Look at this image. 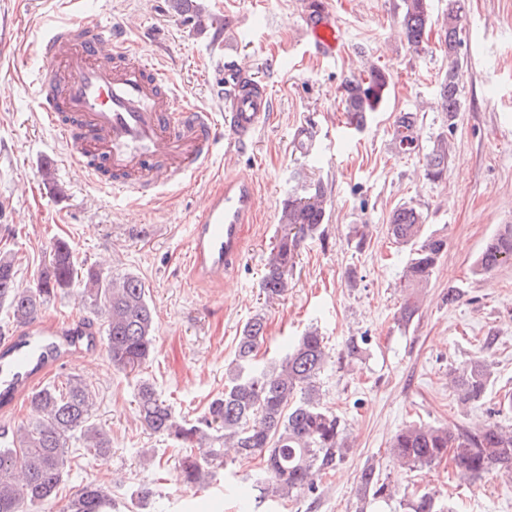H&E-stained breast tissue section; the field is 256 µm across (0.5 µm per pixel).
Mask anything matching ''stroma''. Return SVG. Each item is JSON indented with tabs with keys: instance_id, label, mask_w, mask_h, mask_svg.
<instances>
[{
	"instance_id": "obj_1",
	"label": "stroma",
	"mask_w": 512,
	"mask_h": 512,
	"mask_svg": "<svg viewBox=\"0 0 512 512\" xmlns=\"http://www.w3.org/2000/svg\"><path fill=\"white\" fill-rule=\"evenodd\" d=\"M328 2L340 34L330 58L302 37L306 0H194L205 18L200 29L169 0H0V82L11 88L0 97V253L14 255L20 287L31 288L51 243L64 239L76 265L100 263L114 276L139 277L155 318V352L145 366L118 369L102 351L52 374L55 382L84 381L95 396L92 420L109 432L112 449L96 460L70 439V471L58 499L31 512H61L91 482L111 492L116 512H243L255 496L246 476L261 459L219 473L205 489L187 486L182 449L141 425L135 397L146 381L178 418L201 417L224 389L244 324L258 313L267 320L259 362L282 356L308 327L324 336L329 361L317 384L350 444L334 471L315 478L313 491L281 500L277 512H410L415 494L426 491L450 512H512V480L499 472L475 481L444 462L409 470L388 454L394 432L409 424L512 425V410L500 406L512 395V265L472 272L486 242L512 225V0H468L463 109L453 120L439 101L448 71L439 29L417 52L399 25L402 0ZM72 19L102 26L124 20L131 39L180 89L217 113L224 102L213 88L225 57L246 61L272 95L268 123L244 151H217L206 176L156 202L112 198L64 161L33 98L46 74L34 48ZM372 63L389 87L358 131L343 110L342 85ZM402 112L416 113L420 146L447 137L442 180L425 178L422 155L396 153L392 132ZM303 128L314 135L308 154L296 144ZM228 176L257 188L243 259L223 282L197 281L186 268L190 225L203 197ZM300 178L323 183L329 218L323 236L303 244L287 292L269 302L261 278L282 203ZM405 203L424 212L428 230L447 236L448 251L419 319L402 328L396 318L408 251L393 244L386 225ZM360 224L370 227L361 251L353 236ZM452 288L460 295L454 304ZM360 337L368 340L365 352L346 364V342ZM481 355L492 364L491 382L482 401L463 402L448 377ZM368 465L388 478L392 498L359 501L358 476ZM144 488L152 491L146 500Z\"/></svg>"
}]
</instances>
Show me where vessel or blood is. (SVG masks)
<instances>
[{"instance_id":"1","label":"vessel or blood","mask_w":512,"mask_h":512,"mask_svg":"<svg viewBox=\"0 0 512 512\" xmlns=\"http://www.w3.org/2000/svg\"><path fill=\"white\" fill-rule=\"evenodd\" d=\"M305 32L334 55L338 32L326 6L307 11ZM47 75L34 90L45 124L68 161L111 196L141 202L163 188L196 179L219 144L239 151L264 124L271 97L249 66L230 61L220 79L224 114L193 104L147 52L132 46L123 22L103 27L75 21L39 43ZM254 185L228 176L206 194L190 233L194 277L223 281L240 261ZM86 318L32 319L0 342V392L18 397L67 360L94 352Z\"/></svg>"}]
</instances>
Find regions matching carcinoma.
<instances>
[{
	"mask_svg": "<svg viewBox=\"0 0 512 512\" xmlns=\"http://www.w3.org/2000/svg\"><path fill=\"white\" fill-rule=\"evenodd\" d=\"M466 18V0H448V11L440 24V40L448 57V75L441 83V107L453 128L461 109L460 48ZM430 0H402L400 24L407 41L419 50L431 29ZM389 81L376 66L366 76L354 77L343 87L344 111L355 129L366 124L378 110ZM414 112L399 114L394 143L401 151L414 148ZM425 175L432 181L448 170V139L437 138L424 154ZM329 199L319 182H297L282 203L279 223L283 229L265 265L262 290L270 300L288 288V275L296 264L302 243L321 235L328 218ZM426 216L415 206L395 208L387 224L394 243L410 247V258L402 278L408 293L398 310L397 322L406 327L418 316L420 292L428 287L434 269L448 250V238L426 233ZM512 264V225L492 237L475 261V273L488 274ZM81 297L104 317L106 349L112 365L134 369L154 353V312L141 280L132 274L117 279L90 265L77 269L70 244L54 241L49 267L33 288H22L15 257L0 254V307L12 320L35 317L50 301L73 286ZM266 331V320L256 314L243 326L224 392L214 397L194 423L180 422L152 384L144 382L136 396V413L143 426L155 434L198 450L182 458L184 481L203 488L217 470L256 457L265 465L248 474L258 499H284L313 488L319 472H329L344 458L347 448L345 425L324 406L317 379L328 360L324 338L315 330L300 336L286 355L263 367L255 357ZM492 377V364L483 357L453 375L459 398L481 400ZM30 406L40 418L12 430L9 445L0 446V512H25V507L57 499L64 483L68 439L77 434L87 455L104 459L112 448L107 432L91 421L93 397L77 378L34 391ZM389 451L402 465L418 468L451 461L479 479L491 471L512 475V429L490 422L478 430L462 425L435 427L409 425L398 430ZM359 499L388 498L393 489L372 465L360 473ZM112 499L105 488L90 483L69 498L63 512H109ZM411 512H443L431 493L415 496Z\"/></svg>",
	"mask_w": 512,
	"mask_h": 512,
	"instance_id": "carcinoma-1",
	"label": "carcinoma"
}]
</instances>
